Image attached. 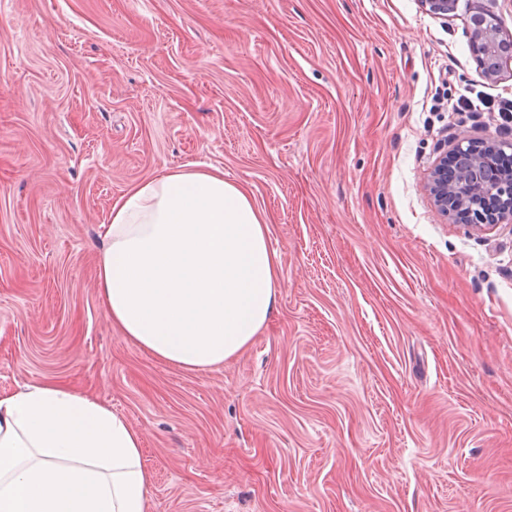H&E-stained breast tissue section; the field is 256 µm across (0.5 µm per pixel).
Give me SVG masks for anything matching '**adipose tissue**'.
Segmentation results:
<instances>
[{
	"label": "adipose tissue",
	"instance_id": "1",
	"mask_svg": "<svg viewBox=\"0 0 512 512\" xmlns=\"http://www.w3.org/2000/svg\"><path fill=\"white\" fill-rule=\"evenodd\" d=\"M99 296L122 336L197 372L271 319L280 258L266 215L218 168L130 188L104 224ZM143 438L90 393L54 380L0 394V512H149Z\"/></svg>",
	"mask_w": 512,
	"mask_h": 512
}]
</instances>
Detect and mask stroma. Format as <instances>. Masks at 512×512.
<instances>
[{
    "instance_id": "stroma-1",
    "label": "stroma",
    "mask_w": 512,
    "mask_h": 512,
    "mask_svg": "<svg viewBox=\"0 0 512 512\" xmlns=\"http://www.w3.org/2000/svg\"><path fill=\"white\" fill-rule=\"evenodd\" d=\"M479 75L420 0H0V393L86 391L143 437L150 512H512V223L428 188ZM194 164L247 189L277 311L188 372L123 339L103 221Z\"/></svg>"
}]
</instances>
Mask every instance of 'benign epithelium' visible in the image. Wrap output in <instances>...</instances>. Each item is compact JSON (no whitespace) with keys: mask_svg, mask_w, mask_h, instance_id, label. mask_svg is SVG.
Returning a JSON list of instances; mask_svg holds the SVG:
<instances>
[{"mask_svg":"<svg viewBox=\"0 0 512 512\" xmlns=\"http://www.w3.org/2000/svg\"><path fill=\"white\" fill-rule=\"evenodd\" d=\"M498 0H478L476 12L469 18V35L479 61L481 77L490 79L497 76L512 56H503L499 50L485 45L491 26L498 23L495 8ZM422 4L431 14L446 18L455 11L458 0H422ZM512 148V142H502L488 138L480 143L474 142L467 134L460 136L455 146L460 167L468 173V179L456 188L448 187V156L440 157L430 175V192L434 202L443 215H453L460 208L469 211L471 224L468 229L487 232L498 224L512 223V172L504 174L496 171L488 174L481 166L477 155L493 154L500 149ZM495 199L499 207L495 212L484 208L485 201Z\"/></svg>","mask_w":512,"mask_h":512,"instance_id":"7a95c632","label":"benign epithelium"}]
</instances>
